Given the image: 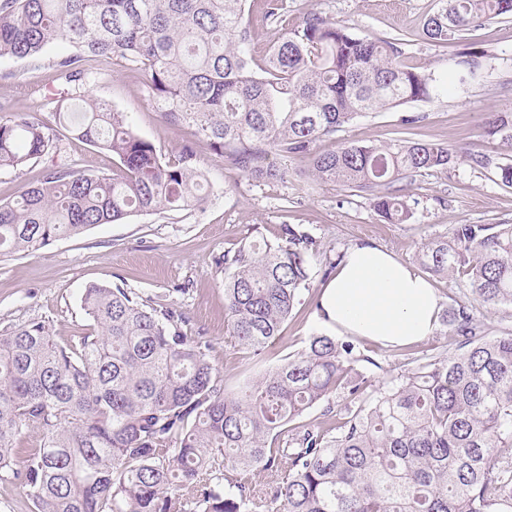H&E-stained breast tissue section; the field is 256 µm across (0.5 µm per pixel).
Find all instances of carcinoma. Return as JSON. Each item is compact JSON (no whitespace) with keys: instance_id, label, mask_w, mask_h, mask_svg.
<instances>
[{"instance_id":"obj_1","label":"carcinoma","mask_w":512,"mask_h":512,"mask_svg":"<svg viewBox=\"0 0 512 512\" xmlns=\"http://www.w3.org/2000/svg\"><path fill=\"white\" fill-rule=\"evenodd\" d=\"M443 2L426 21L433 41L512 15V0ZM243 17L244 0H0V58L69 47L52 61L54 124L26 111L1 121L0 169L19 173L60 151L61 129L122 167L116 177L54 169L0 203V256L133 213L202 207V144L258 180L286 176L273 153L310 155L321 181L373 193L388 223L410 220L394 183L450 167L456 149L413 140L313 148L362 112L429 97V78L403 63L399 43L354 36L318 13L258 62ZM103 57L142 73L156 111L191 129L176 162L88 94L91 61ZM485 133L512 147V109L487 113ZM469 159L512 187L511 163ZM314 245L284 224L273 242L224 252L226 335L243 359H266L281 338ZM416 260L465 283L488 310L512 305V224H458ZM81 303L97 333L76 344L54 343L40 321L0 333V473L34 512H512V334H486L465 304L442 317L452 351L371 393L356 369L370 358L327 335L232 393L210 342L185 335L165 300L94 284ZM321 404L325 420L308 421ZM26 431L38 447L19 446ZM256 471L267 473L260 488Z\"/></svg>"}]
</instances>
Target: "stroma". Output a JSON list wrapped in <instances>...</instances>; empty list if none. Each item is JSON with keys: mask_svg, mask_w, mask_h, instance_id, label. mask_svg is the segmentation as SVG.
Returning <instances> with one entry per match:
<instances>
[{"mask_svg": "<svg viewBox=\"0 0 512 512\" xmlns=\"http://www.w3.org/2000/svg\"><path fill=\"white\" fill-rule=\"evenodd\" d=\"M265 4L246 2L256 58H263L307 13L317 12L355 36L397 40L404 63L430 77L429 100L363 113L315 145L324 152L349 143L379 145L412 138L458 149L451 167L400 181L403 193L417 201L413 218L404 224L386 223L370 193L317 180L310 157L272 156V163L287 169V177L255 180L202 146L199 167L209 186L202 208L134 215L60 238L35 252L0 257V332L41 321L59 343H77L92 331L80 304L82 288L92 282L118 285L145 300L166 297L182 316V331L210 341L214 365L225 373L239 372L246 381L259 370L240 363L225 334L220 263L224 252L242 240H271L280 225L297 224L316 242L310 289L303 292L266 361L271 368L300 350L310 336L325 333L315 297L331 277L330 262L347 247L372 242L412 266L424 243L446 236L454 225L512 223V188L499 184L493 169H479L469 161L470 154L480 152L496 162H512V148L483 130L487 113L512 109V16L449 34L447 43L439 44L425 36L423 25L441 0H286L287 12L279 22L265 18ZM465 52L477 53L480 68L475 78L461 81L458 61ZM59 53L54 47L34 61L0 59V119L32 110L50 120L56 85L52 61ZM97 68L91 96L127 113L142 138L164 159H175L189 131L167 124L148 104L144 76L109 60ZM412 115L417 123L405 124V117ZM60 147V155L31 161L24 175L0 170V202L15 199L24 184L37 182L58 164L108 174L120 171L118 158L110 152L67 135ZM357 347L365 356L357 369L374 389L397 376L412 357L449 349L450 338L440 326L412 345L384 347L361 340Z\"/></svg>", "mask_w": 512, "mask_h": 512, "instance_id": "1", "label": "stroma"}]
</instances>
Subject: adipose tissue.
<instances>
[{"label":"adipose tissue","mask_w":512,"mask_h":512,"mask_svg":"<svg viewBox=\"0 0 512 512\" xmlns=\"http://www.w3.org/2000/svg\"><path fill=\"white\" fill-rule=\"evenodd\" d=\"M323 322L343 336L402 346L437 327L439 297L429 281L373 243L351 246L319 299Z\"/></svg>","instance_id":"obj_1"}]
</instances>
